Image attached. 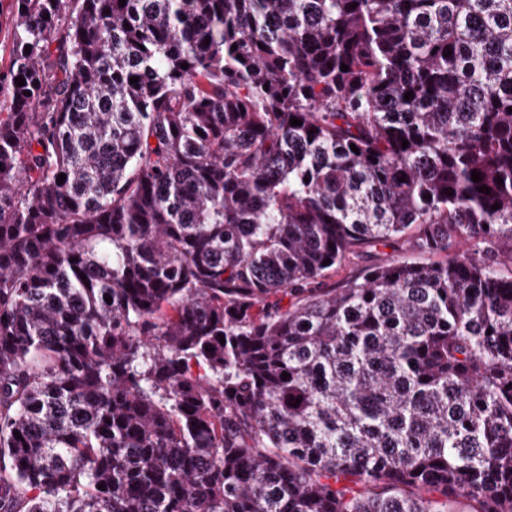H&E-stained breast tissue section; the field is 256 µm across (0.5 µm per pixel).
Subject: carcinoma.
<instances>
[{
    "mask_svg": "<svg viewBox=\"0 0 512 512\" xmlns=\"http://www.w3.org/2000/svg\"><path fill=\"white\" fill-rule=\"evenodd\" d=\"M125 2L9 3L0 512H512V0ZM405 258L411 261H424L427 256L414 251L407 238L401 239L395 245H368L351 254L335 271L328 273L325 279L318 284L319 288L336 287L343 281L358 276L374 265H383L396 258Z\"/></svg>",
    "mask_w": 512,
    "mask_h": 512,
    "instance_id": "obj_1",
    "label": "carcinoma"
}]
</instances>
